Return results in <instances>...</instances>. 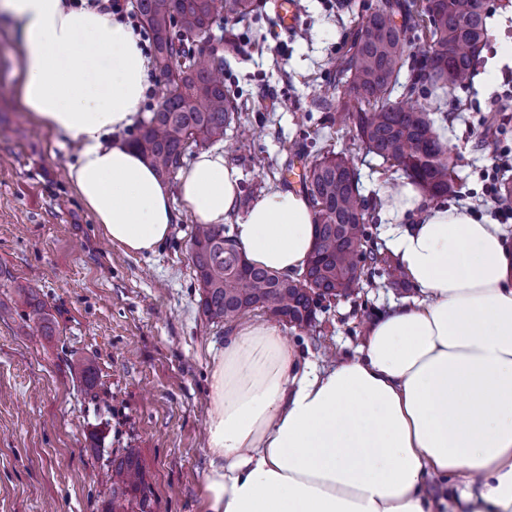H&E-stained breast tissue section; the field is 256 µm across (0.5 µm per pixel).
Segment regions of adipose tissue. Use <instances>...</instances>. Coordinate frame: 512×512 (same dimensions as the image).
<instances>
[{
  "instance_id": "obj_1",
  "label": "adipose tissue",
  "mask_w": 512,
  "mask_h": 512,
  "mask_svg": "<svg viewBox=\"0 0 512 512\" xmlns=\"http://www.w3.org/2000/svg\"><path fill=\"white\" fill-rule=\"evenodd\" d=\"M15 33L19 111L77 147L68 176L107 241L144 254L171 234L168 188L117 132L138 117L150 62L120 16L81 0H0ZM240 175L203 149L177 174L199 224L234 212ZM389 246L419 295L390 306L353 353L320 369L279 325L245 321L210 372L204 512H512V253L504 225L432 205L411 181L386 198ZM315 214L256 198L234 225L253 264L302 273ZM446 482L441 497L431 482Z\"/></svg>"
}]
</instances>
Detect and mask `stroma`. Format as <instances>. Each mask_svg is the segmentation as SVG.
<instances>
[{"label":"stroma","mask_w":512,"mask_h":512,"mask_svg":"<svg viewBox=\"0 0 512 512\" xmlns=\"http://www.w3.org/2000/svg\"><path fill=\"white\" fill-rule=\"evenodd\" d=\"M297 2L287 32L273 0H258L263 43L243 41L228 58L225 79L247 100L219 143L241 177L230 225L255 188L288 189L281 170L296 142L311 157L346 153L367 197L384 198L403 179L355 147L351 128L323 129L318 107L331 58L377 0H354L344 17L329 0ZM487 9L488 38L471 83L442 95L441 109L455 116L446 137L459 200L477 219L494 221L512 210V198L484 193L489 180L512 178V109L494 103L512 73V0H487ZM75 154V145H58L19 112L12 96H0V301L12 296V282L31 284L56 322L45 338L19 316L0 319V512H101L103 474L118 448L138 452L155 512H202L209 375L231 325L200 311L190 260L195 222L174 200L173 230L156 251L124 253L101 235L69 181ZM253 154L263 166L250 162ZM412 298L365 276L352 297L323 302L311 326L282 331L325 368L358 346L391 304ZM84 356L95 361L92 388L76 369Z\"/></svg>","instance_id":"1"}]
</instances>
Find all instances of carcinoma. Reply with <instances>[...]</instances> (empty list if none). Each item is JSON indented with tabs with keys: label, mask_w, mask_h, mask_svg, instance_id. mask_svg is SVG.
I'll use <instances>...</instances> for the list:
<instances>
[{
	"label": "carcinoma",
	"mask_w": 512,
	"mask_h": 512,
	"mask_svg": "<svg viewBox=\"0 0 512 512\" xmlns=\"http://www.w3.org/2000/svg\"><path fill=\"white\" fill-rule=\"evenodd\" d=\"M133 8L152 43L156 70L167 94L151 116L140 122L132 147L157 175L167 179L181 167L191 145H211L239 119L242 102L225 84L224 55L195 48L224 23L259 22L254 0H134ZM486 0H378L375 9L346 41L335 60L333 85L347 88L334 104L318 106L332 129L352 124L364 147L411 179L430 199L456 193L457 177L448 176L447 145L437 122H448L419 104L448 88L466 87L473 63L487 38ZM425 29L437 59L409 51L407 34ZM401 100H392L393 94ZM302 191L316 216L313 256L305 270L286 278L252 264L233 245L221 225L199 224L190 258L200 290L199 307L211 320L230 322L255 310L296 328L311 325L321 302L355 294L365 272L385 278L384 285L408 284L399 266L376 247L366 224L368 200L342 153L316 158L302 175ZM26 310L22 317L42 336L56 332L55 321L33 289L15 284ZM90 387L94 360L78 359ZM102 512H153L147 475L135 449L110 462Z\"/></svg>",
	"instance_id": "cac0c4a2"
}]
</instances>
